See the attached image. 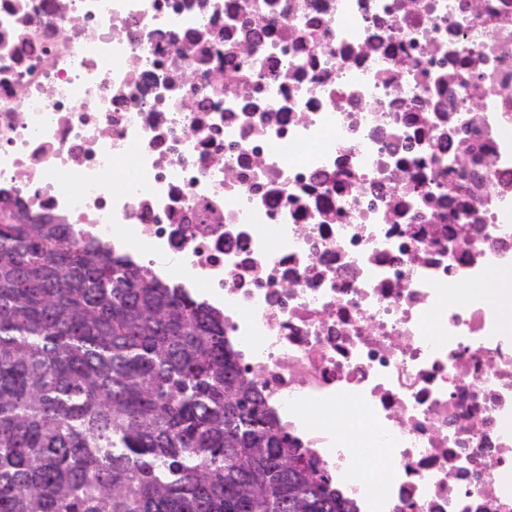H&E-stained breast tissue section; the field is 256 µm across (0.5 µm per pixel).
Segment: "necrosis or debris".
<instances>
[{"label": "necrosis or debris", "mask_w": 512, "mask_h": 512, "mask_svg": "<svg viewBox=\"0 0 512 512\" xmlns=\"http://www.w3.org/2000/svg\"><path fill=\"white\" fill-rule=\"evenodd\" d=\"M224 315L358 512H512V0H0V209Z\"/></svg>", "instance_id": "necrosis-or-debris-1"}]
</instances>
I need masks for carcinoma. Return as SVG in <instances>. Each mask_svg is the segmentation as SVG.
<instances>
[{
  "mask_svg": "<svg viewBox=\"0 0 512 512\" xmlns=\"http://www.w3.org/2000/svg\"><path fill=\"white\" fill-rule=\"evenodd\" d=\"M0 512H344L224 316L62 224L0 216Z\"/></svg>",
  "mask_w": 512,
  "mask_h": 512,
  "instance_id": "cac0c4a2",
  "label": "carcinoma"
}]
</instances>
